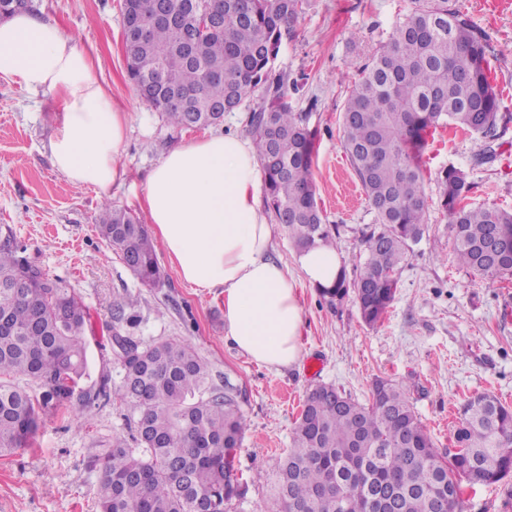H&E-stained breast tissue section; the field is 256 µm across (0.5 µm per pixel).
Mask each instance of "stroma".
I'll return each mask as SVG.
<instances>
[{
	"mask_svg": "<svg viewBox=\"0 0 512 512\" xmlns=\"http://www.w3.org/2000/svg\"><path fill=\"white\" fill-rule=\"evenodd\" d=\"M123 0H30L32 11L54 19L77 46L93 50L96 76L129 124L119 162L129 177L113 188V205L139 211L143 180L189 130L169 126L128 80L123 41ZM459 9L489 36L487 54L501 112L509 121L481 162L484 140L447 127L429 134L423 154L428 200L427 231L399 274L396 299L376 326H366L352 299L330 305L317 289L299 283L305 323L299 363L272 368L241 352L224 332V291L201 290L178 275L163 246L155 254L159 285L136 280L100 235L102 200L72 186L53 167L47 120L60 103L41 92L0 80V227H9L25 257L82 297L89 312L87 364L82 387L98 386L102 373L119 385L109 336L114 304L135 298L128 335L150 344L190 341L207 364L215 387L245 395L247 430L236 467L248 483L244 498L226 512H264L266 485L255 469H272L291 444L306 392L335 385L365 400L375 377L402 383L440 451L455 450L458 408L480 393L512 405V280H481L457 264L449 216L440 203L439 177L448 166L463 169L474 189L470 206L512 211V0H457ZM411 0H307L294 37L275 61L276 72L297 81L288 97L294 111L310 113L318 130L312 174L319 207L338 226L336 252L348 278L361 269V232L374 222L363 189L341 144V109L356 67L392 33ZM119 399L100 401L92 421L75 402L45 417L32 447L0 456V512H96L99 473L95 458L115 436H129ZM463 512H512V474L464 491Z\"/></svg>",
	"mask_w": 512,
	"mask_h": 512,
	"instance_id": "35a3bbf8",
	"label": "stroma"
}]
</instances>
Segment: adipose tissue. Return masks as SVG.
Wrapping results in <instances>:
<instances>
[{
    "instance_id": "obj_1",
    "label": "adipose tissue",
    "mask_w": 512,
    "mask_h": 512,
    "mask_svg": "<svg viewBox=\"0 0 512 512\" xmlns=\"http://www.w3.org/2000/svg\"><path fill=\"white\" fill-rule=\"evenodd\" d=\"M94 69L91 53L56 22L24 10L0 21V79L60 100L50 115L52 164L73 186L107 198L126 180L118 157L128 115ZM259 178L250 141L209 134L185 141L149 171L140 205L184 281L223 288L227 338L280 368L301 358L303 307L296 280L269 256L273 227L260 208ZM296 263L316 288L331 287L340 270L336 251L323 247L299 253Z\"/></svg>"
}]
</instances>
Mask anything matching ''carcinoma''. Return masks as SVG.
<instances>
[{
  "instance_id": "1",
  "label": "carcinoma",
  "mask_w": 512,
  "mask_h": 512,
  "mask_svg": "<svg viewBox=\"0 0 512 512\" xmlns=\"http://www.w3.org/2000/svg\"><path fill=\"white\" fill-rule=\"evenodd\" d=\"M222 24L198 28L192 2ZM169 19L152 20L146 7L127 14V73L136 86L155 83L150 105L173 126L204 128L219 119L212 108L227 98L242 102L265 86L249 125L263 171L267 209L288 229L297 251L336 247L312 180L317 129L309 114L288 101L287 78L273 74L284 40L294 37L305 0H162ZM149 25L141 41L134 27ZM198 30L185 49L189 29ZM488 35L454 0H414L389 40L356 69L342 112V146L376 224L363 232L364 262L348 282L319 292L329 301L353 297L362 321L378 324L395 299L398 274L424 238L427 198L421 155L430 132L457 126L492 143L505 116L490 79ZM459 265L481 279L512 277V258L496 254L497 240L512 252V212L465 204L468 174L450 166L441 176ZM99 231L143 285L160 282L152 240L139 217L110 203ZM11 230L0 234V453L32 446L40 416L79 397L85 420L106 394L77 392L87 363V309L73 288L49 278L21 256ZM130 300L114 306L111 341L131 352L133 387L118 396L137 447L122 437L94 460L100 472L99 512H224L242 492L233 452L246 429L241 394L219 393L193 345L182 339L142 344L121 333ZM36 382L40 392L16 385ZM459 448H436L402 386L376 377L366 402L339 388L310 389L295 421L292 444L275 470L257 469L252 482L270 485L266 512H365L382 494L392 512H462L458 478L472 487L495 484L512 472V406L490 393L461 406Z\"/></svg>"
}]
</instances>
